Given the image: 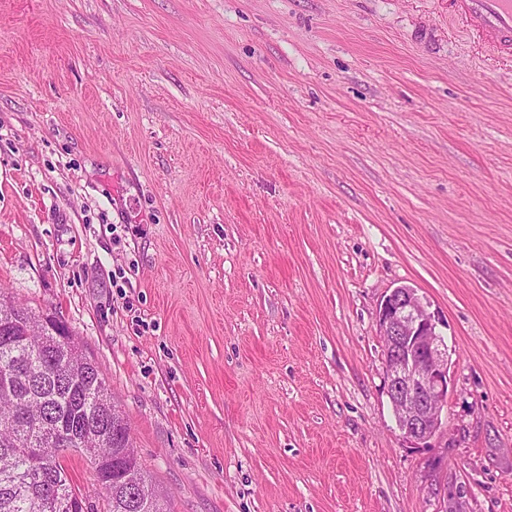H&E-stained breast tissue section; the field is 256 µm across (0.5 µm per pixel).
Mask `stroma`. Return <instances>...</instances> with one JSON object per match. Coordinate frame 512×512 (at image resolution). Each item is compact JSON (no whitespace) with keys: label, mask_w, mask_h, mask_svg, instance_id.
Segmentation results:
<instances>
[{"label":"stroma","mask_w":512,"mask_h":512,"mask_svg":"<svg viewBox=\"0 0 512 512\" xmlns=\"http://www.w3.org/2000/svg\"><path fill=\"white\" fill-rule=\"evenodd\" d=\"M399 285L448 347L424 448ZM0 291L171 512H512V59L448 0H0ZM377 323L385 342L383 368L398 428L406 442L421 448L443 425L448 350L436 332L435 316L409 286L383 296Z\"/></svg>","instance_id":"stroma-1"}]
</instances>
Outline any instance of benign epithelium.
<instances>
[{"mask_svg": "<svg viewBox=\"0 0 512 512\" xmlns=\"http://www.w3.org/2000/svg\"><path fill=\"white\" fill-rule=\"evenodd\" d=\"M378 328L384 340L388 395L403 439L422 447L442 428L448 400V350L436 332L435 316L416 290L403 285L383 296Z\"/></svg>", "mask_w": 512, "mask_h": 512, "instance_id": "1", "label": "benign epithelium"}]
</instances>
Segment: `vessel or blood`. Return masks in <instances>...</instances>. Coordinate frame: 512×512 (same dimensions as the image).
<instances>
[{
    "label": "vessel or blood",
    "mask_w": 512,
    "mask_h": 512,
    "mask_svg": "<svg viewBox=\"0 0 512 512\" xmlns=\"http://www.w3.org/2000/svg\"><path fill=\"white\" fill-rule=\"evenodd\" d=\"M448 12L487 51L512 52V0H448Z\"/></svg>",
    "instance_id": "obj_1"
}]
</instances>
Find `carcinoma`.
<instances>
[{"instance_id": "carcinoma-1", "label": "carcinoma", "mask_w": 512, "mask_h": 512, "mask_svg": "<svg viewBox=\"0 0 512 512\" xmlns=\"http://www.w3.org/2000/svg\"><path fill=\"white\" fill-rule=\"evenodd\" d=\"M15 305L0 301V512H171L155 492L133 446L129 424L112 401L105 378L93 364L76 367L81 378L59 371L77 350L66 335H45L40 320L25 311L24 333L5 325ZM81 434L84 446H50L51 431ZM78 454L101 463L112 485L99 501L77 491L69 460ZM148 490L147 507L137 510L122 482L125 473Z\"/></svg>"}]
</instances>
